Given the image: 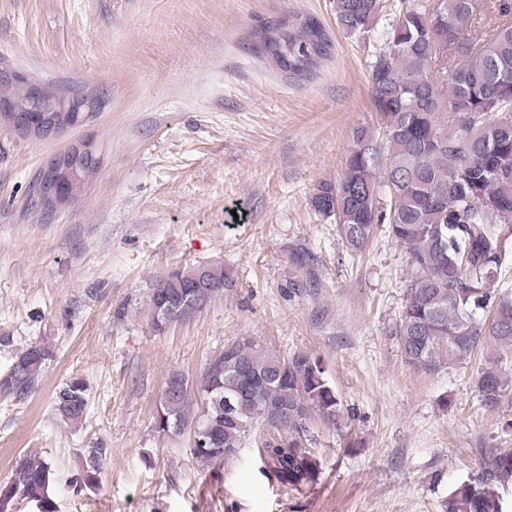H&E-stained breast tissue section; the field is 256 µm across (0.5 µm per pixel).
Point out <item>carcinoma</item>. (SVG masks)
I'll use <instances>...</instances> for the list:
<instances>
[{
    "instance_id": "1",
    "label": "carcinoma",
    "mask_w": 512,
    "mask_h": 512,
    "mask_svg": "<svg viewBox=\"0 0 512 512\" xmlns=\"http://www.w3.org/2000/svg\"><path fill=\"white\" fill-rule=\"evenodd\" d=\"M478 0H441L427 12L402 0L386 46L370 63L369 93L379 128L358 127L342 177L321 182L312 206L335 218L353 252L362 251L381 224L409 255L406 301L395 328L405 362L434 372L464 362L494 345L512 349V294L494 289L501 246L494 224H512V4L493 0L496 25L487 32ZM336 24L345 33L374 30L380 0H335ZM262 52L290 78H308L335 49L333 32L318 18L292 13L260 34ZM85 93L44 84L24 113L31 136L48 139L83 126L93 112H54L58 98ZM71 192L101 166L87 143L48 163ZM390 204L379 210L381 188ZM31 206L43 218L60 207L49 192ZM235 287L220 263L169 272L149 296V316L161 333L201 313L224 289ZM54 349L33 342L0 371V396L28 399L37 389ZM482 404L495 409L512 400V379L497 365L476 379ZM89 388L71 376L55 392L53 409L66 425L86 417ZM344 411L321 357L307 351L280 356L251 336L224 345L199 379L174 373L162 389L155 429L188 435L202 462L234 457L254 444L266 472L296 489L316 482L321 464L307 446L303 422L315 417L334 428ZM106 448H87L76 492L100 487ZM52 467L28 454L15 458L10 480L0 486V512H15L20 495L38 512H56L49 496ZM512 481V450L491 452L474 477L454 484L443 512H505L499 487Z\"/></svg>"
}]
</instances>
